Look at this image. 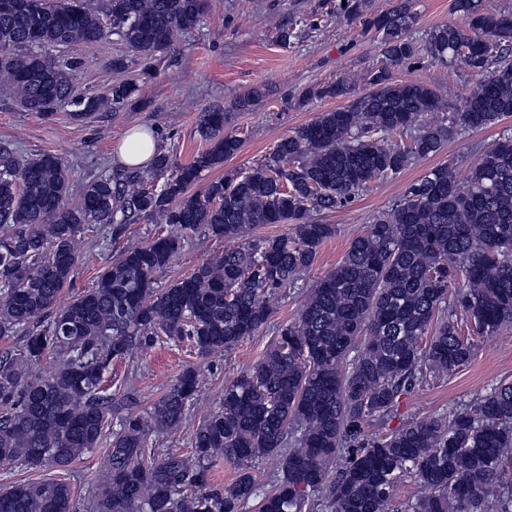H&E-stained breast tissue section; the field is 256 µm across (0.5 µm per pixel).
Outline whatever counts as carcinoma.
<instances>
[{"label":"carcinoma","mask_w":512,"mask_h":512,"mask_svg":"<svg viewBox=\"0 0 512 512\" xmlns=\"http://www.w3.org/2000/svg\"><path fill=\"white\" fill-rule=\"evenodd\" d=\"M0 7V78L27 112L70 109L77 121L126 105L136 80L106 98L77 89L76 62L54 55L74 43L111 36L127 53L125 72L171 48L195 29L207 0H16ZM414 0L375 10L367 0L340 9L379 44L369 89L345 78L302 89L299 103L343 98L278 140L263 163L238 176L191 187L223 166L242 139L225 131L228 113L208 108L199 133L208 147L185 166L157 154L152 176L133 168L87 181L71 197V169L52 153L22 160L0 149V467L67 470L108 443L109 471L90 512H389L405 478L421 487L401 512H512V382L470 408L372 430L396 415L399 399L428 378L471 363L477 336L512 324V130L486 147L460 183L449 164L407 184L399 198L356 236L336 267L311 289L296 318L254 365L224 386L218 406L195 428L191 451L149 447L153 434L180 427L199 393L187 367L144 412H123L104 387L114 361L165 337L205 358L255 335L272 314L270 298L313 264L336 225L311 219L352 202L376 180L401 174L440 152L461 130L512 116V12L484 0H452L467 25L436 26L421 39ZM463 63L481 76L451 113L432 87L393 78L424 60ZM174 230L120 250L93 287L61 303L86 234L111 227L118 237L138 219ZM289 233L248 241L261 225ZM241 239L202 260L165 288L156 276L197 230ZM53 360L49 369L45 359ZM278 458L274 490L257 494L253 461ZM235 478L211 480L214 462ZM64 479L0 488V512H74Z\"/></svg>","instance_id":"carcinoma-1"}]
</instances>
